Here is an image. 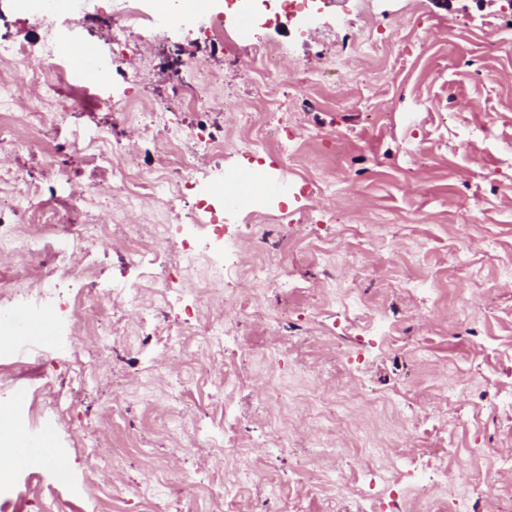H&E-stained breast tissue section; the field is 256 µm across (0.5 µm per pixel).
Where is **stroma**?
Segmentation results:
<instances>
[{"instance_id": "stroma-1", "label": "stroma", "mask_w": 512, "mask_h": 512, "mask_svg": "<svg viewBox=\"0 0 512 512\" xmlns=\"http://www.w3.org/2000/svg\"><path fill=\"white\" fill-rule=\"evenodd\" d=\"M328 30L310 36L268 17L243 33L233 53L204 41L187 44L171 27L148 51L128 52L131 84L115 78L112 99L67 116L76 149L57 153L53 137L21 148L12 159L15 189L56 176L60 195H86L87 211L111 221L121 197L90 193L87 144L94 134L127 147L125 160L143 176L183 174L179 150L162 133L143 137L118 111L125 93L146 102L172 97L170 68L203 64L213 78L206 93L220 99L208 119L224 147V170L255 174L269 192L241 203L248 239L224 230V263L241 268L223 287L209 289L202 311L224 317V338L208 344L182 337L158 350L127 318V335L97 356L95 321L114 315L113 291L140 288L165 332L195 300L196 283L177 280L168 261L178 240L164 247L166 264L147 267L135 244L120 238L94 243L96 267L78 282L57 287L62 298L91 291L96 306L70 316L49 314L54 342L38 353L0 347V366L25 361L28 370L0 379V407L11 416L35 408L53 425L55 445L69 460L63 484L49 462L14 469L18 489L0 495V512H512V470L496 456L512 453V409L493 403L512 394V7L506 0H368L361 21L349 23L347 0H319ZM107 0H85L69 12L79 45L104 46ZM0 39L25 43L30 54L0 66L13 80L37 66L39 31L22 0H0ZM380 40L377 53L343 65L352 44ZM271 41L286 54L273 74L282 119L296 136L293 159L277 151L255 158L240 149L248 128L263 124L266 102L253 46ZM126 76V77H127ZM319 149L308 152L307 138ZM324 179L332 195L312 194ZM199 179L192 194L173 202L145 200L140 225L167 220V205L191 210L210 192ZM472 279H458L456 257ZM271 264V285L243 270ZM85 326L73 334L74 323ZM168 373L154 377L156 363ZM233 379L226 409L214 405L223 375ZM188 383L184 408L194 421L229 420L233 448L210 447L192 426L171 434L155 420L154 405L176 378ZM285 451L270 456L274 439ZM130 448L113 468V442ZM333 448L339 484H319L327 460L314 442ZM488 449L481 463L472 451ZM407 457L406 472L368 478ZM448 461V481L429 478ZM470 466L475 479L457 476Z\"/></svg>"}]
</instances>
